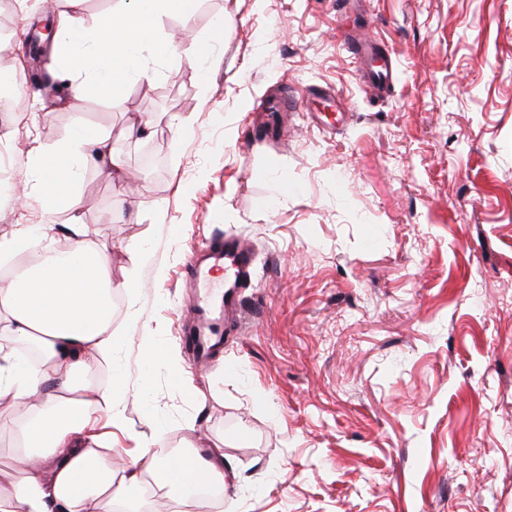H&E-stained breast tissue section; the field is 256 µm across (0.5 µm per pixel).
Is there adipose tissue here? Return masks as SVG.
<instances>
[{"label":"adipose tissue","mask_w":512,"mask_h":512,"mask_svg":"<svg viewBox=\"0 0 512 512\" xmlns=\"http://www.w3.org/2000/svg\"><path fill=\"white\" fill-rule=\"evenodd\" d=\"M82 0H71L60 17L53 49L75 75L72 100L85 101L86 80L100 87L150 79L155 64L177 55L192 63L208 60L211 40L186 36L156 42L155 25L171 13L190 16L197 0H119L117 9L88 23ZM56 165L42 174L46 210L65 206L71 213L66 241L51 225L24 224L0 236V258L30 252L33 262L0 289V335L36 341L43 353L39 370L20 364L13 351L0 348V400L39 401L40 409L22 422L17 447L26 465L12 475L0 512H148L134 497L142 472L164 468L174 489L169 512H222L224 451L183 453L181 460L157 464L148 449L160 433L135 436L128 461L115 464L98 450L111 443L97 428L99 415L122 427L121 400L115 387H89L78 377L111 361L117 347L111 297L138 282L143 256L132 250L124 283L112 280L109 255L97 248L81 220V198L74 189L80 173L95 167L104 178L123 167L111 138L75 125L47 150Z\"/></svg>","instance_id":"adipose-tissue-1"}]
</instances>
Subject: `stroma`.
<instances>
[{
	"label": "stroma",
	"instance_id": "obj_1",
	"mask_svg": "<svg viewBox=\"0 0 512 512\" xmlns=\"http://www.w3.org/2000/svg\"><path fill=\"white\" fill-rule=\"evenodd\" d=\"M70 7L13 0L0 17L14 45L0 70L18 72L0 110V236L67 235L31 172L73 125L70 74L50 47L32 60L29 34ZM222 12L209 62L158 63L77 109L142 174L133 189L84 170L82 221L114 282L145 251L139 322L119 302L115 363L86 382L119 379L127 428L164 436L154 458L223 448L238 473L223 512H512V0H199L161 34L206 36ZM354 35L396 63L378 95ZM290 95L303 107L265 111ZM168 115L188 117L186 136ZM149 118L152 134H130ZM228 236L254 250L246 324L201 367L184 343L186 258ZM36 410L0 404L1 493Z\"/></svg>",
	"mask_w": 512,
	"mask_h": 512
}]
</instances>
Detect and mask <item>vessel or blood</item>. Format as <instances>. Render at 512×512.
I'll return each instance as SVG.
<instances>
[{"mask_svg": "<svg viewBox=\"0 0 512 512\" xmlns=\"http://www.w3.org/2000/svg\"><path fill=\"white\" fill-rule=\"evenodd\" d=\"M250 245L242 239L202 244L188 260V343L202 361L224 347V329L236 313L235 290L251 275Z\"/></svg>", "mask_w": 512, "mask_h": 512, "instance_id": "1", "label": "vessel or blood"}]
</instances>
